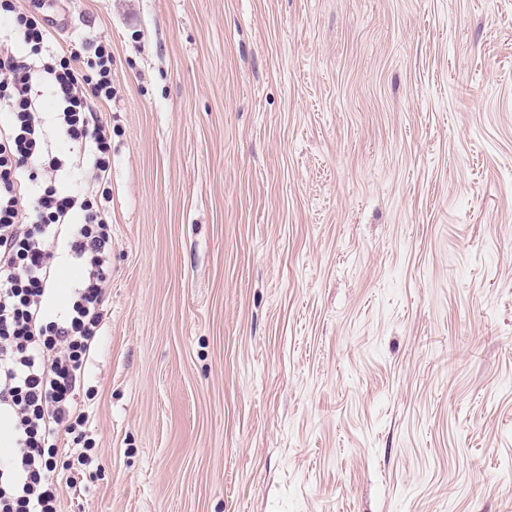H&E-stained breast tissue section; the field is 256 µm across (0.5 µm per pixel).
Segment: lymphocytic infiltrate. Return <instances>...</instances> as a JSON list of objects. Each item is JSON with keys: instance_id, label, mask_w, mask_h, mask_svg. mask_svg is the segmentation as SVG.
<instances>
[{"instance_id": "lymphocytic-infiltrate-1", "label": "lymphocytic infiltrate", "mask_w": 512, "mask_h": 512, "mask_svg": "<svg viewBox=\"0 0 512 512\" xmlns=\"http://www.w3.org/2000/svg\"><path fill=\"white\" fill-rule=\"evenodd\" d=\"M17 46L0 49V421L13 453L0 464V512H58L50 474L86 465L59 457L60 435L88 449L77 396L105 324L111 278L112 128L88 103L115 99L112 48L66 52L50 27L0 0ZM55 105L47 125L43 99ZM67 141L78 160L52 147ZM84 277L60 312L48 306L56 250Z\"/></svg>"}]
</instances>
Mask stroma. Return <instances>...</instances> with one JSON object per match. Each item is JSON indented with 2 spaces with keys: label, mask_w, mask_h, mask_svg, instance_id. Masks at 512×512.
Segmentation results:
<instances>
[{
  "label": "stroma",
  "mask_w": 512,
  "mask_h": 512,
  "mask_svg": "<svg viewBox=\"0 0 512 512\" xmlns=\"http://www.w3.org/2000/svg\"><path fill=\"white\" fill-rule=\"evenodd\" d=\"M18 6L117 91L59 512H512V0Z\"/></svg>",
  "instance_id": "1"
}]
</instances>
